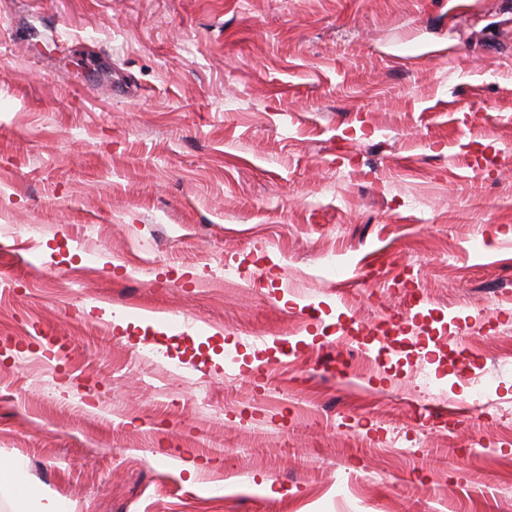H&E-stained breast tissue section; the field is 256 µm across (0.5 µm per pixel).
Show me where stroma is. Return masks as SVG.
I'll use <instances>...</instances> for the list:
<instances>
[{
    "label": "stroma",
    "instance_id": "1",
    "mask_svg": "<svg viewBox=\"0 0 512 512\" xmlns=\"http://www.w3.org/2000/svg\"><path fill=\"white\" fill-rule=\"evenodd\" d=\"M13 460L73 512H512V0H0Z\"/></svg>",
    "mask_w": 512,
    "mask_h": 512
}]
</instances>
